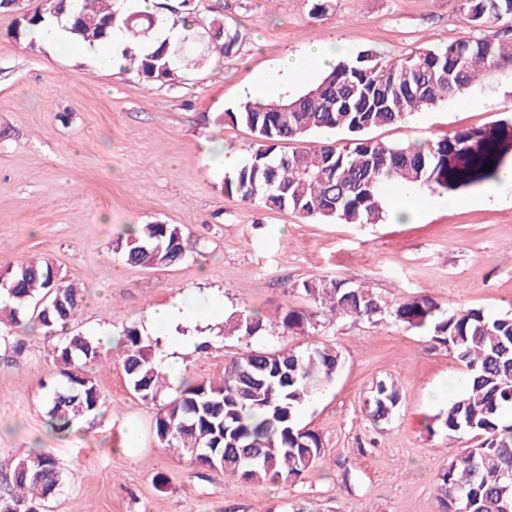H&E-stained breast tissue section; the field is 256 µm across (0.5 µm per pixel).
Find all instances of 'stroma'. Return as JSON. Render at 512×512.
Instances as JSON below:
<instances>
[{"mask_svg":"<svg viewBox=\"0 0 512 512\" xmlns=\"http://www.w3.org/2000/svg\"><path fill=\"white\" fill-rule=\"evenodd\" d=\"M198 0L240 32L231 54L212 56L175 85L90 66L43 44L16 40L17 14L0 12V269L24 258L49 261L88 295L73 330L120 338L148 332L147 312L183 293L219 298L224 313L273 314L307 302L298 283L338 278L397 301L422 295L442 306L512 310V186L493 204L483 186L425 191L430 205L414 223L305 221L225 194V169L205 153L223 143L243 158L249 129L224 112L250 97L267 62L303 57L316 42L347 55L397 61L430 45L477 37L456 0ZM512 117V76L426 110L420 126L370 130L376 140L435 141ZM179 225L198 257L169 268L126 263L117 244L140 224ZM316 342L335 346L343 365L332 385L298 414L319 433L325 454L299 480L258 484L208 472L162 447L156 407L130 391L119 362L92 366L105 415L57 434L46 425L44 381L55 337L22 335L24 351L0 352V462L31 449L51 451L66 480L46 512H440L434 477L473 446L470 436L428 430L463 390L461 366L426 330L350 318L324 323ZM297 335L228 336L216 326L204 352L184 353L178 380L219 378L246 348L294 347ZM402 390L396 417L377 425L366 410L377 380Z\"/></svg>","mask_w":512,"mask_h":512,"instance_id":"1","label":"stroma"}]
</instances>
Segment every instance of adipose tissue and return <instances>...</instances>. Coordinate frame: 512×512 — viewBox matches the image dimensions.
Listing matches in <instances>:
<instances>
[{"mask_svg":"<svg viewBox=\"0 0 512 512\" xmlns=\"http://www.w3.org/2000/svg\"><path fill=\"white\" fill-rule=\"evenodd\" d=\"M345 49L340 45L317 43L307 50L306 62L287 56L269 62L254 85L257 93L275 100L293 96L297 85L303 81L306 71L325 73L331 70ZM218 303L204 299H179L173 303L154 308L148 316L150 327H161L166 331L173 352L192 349L200 337L195 327H203L217 320Z\"/></svg>","mask_w":512,"mask_h":512,"instance_id":"obj_1","label":"adipose tissue"}]
</instances>
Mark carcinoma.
<instances>
[{
	"label": "carcinoma",
	"instance_id": "cac0c4a2",
	"mask_svg": "<svg viewBox=\"0 0 512 512\" xmlns=\"http://www.w3.org/2000/svg\"><path fill=\"white\" fill-rule=\"evenodd\" d=\"M53 2V8L41 7L22 21L14 37L26 38L62 16L70 17L68 32L81 42L108 41L117 28L125 37L121 71L149 85L173 84L210 53L229 54L239 41L238 30L218 10L202 26L195 0H178L172 9L160 3L152 13L128 7V0ZM457 2L473 26L503 24L512 30V0ZM179 25L178 41L156 38L159 30ZM506 70L512 71V36L494 32L430 46L396 62L360 52L339 61L292 100H246L225 116L247 127L254 142L245 162L224 177V192L303 220L377 224L385 216L386 196L399 186L454 191L495 180L512 159L506 120L427 143H386L366 133L458 97ZM323 129L346 134V144L281 150L282 142ZM491 163V170H483ZM118 247L127 263L148 268L176 265L191 253L177 224H143ZM6 272L0 282V297L8 301L0 308V346L20 352L18 329L56 337L52 360L59 384L48 395V426L64 433L77 422L95 423L104 416V402L90 369L110 355L100 340L69 328L86 290L66 282L48 262L18 261ZM297 289L330 322L350 317L424 328L432 342L447 348L463 367L464 390L448 402L444 425L448 438L467 434L476 444L436 474L441 512H512V423L503 420L512 408V313L448 310L427 296L390 302L342 279H308ZM57 296L66 310L45 312L42 301ZM319 326L303 309L288 308L273 317L241 311L225 320L224 334L252 337L272 330L312 336ZM118 361L133 393L143 402H157L165 384L159 342L128 327ZM341 367L339 350L328 344L248 348L225 363L221 378L183 382L158 406L155 436L192 464L210 471L216 466L222 475L254 482L296 479L324 457L319 434H299L297 414L332 384ZM402 402L400 386L385 378L372 386L366 406L379 423L390 421ZM63 478L60 462L44 449L18 458L6 474L0 512H45Z\"/></svg>",
	"mask_w": 512,
	"mask_h": 512
}]
</instances>
